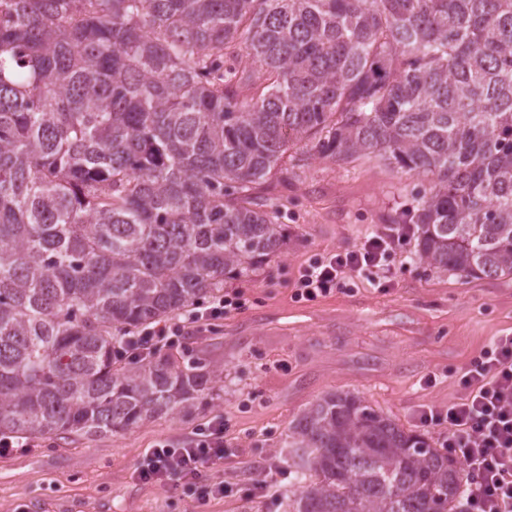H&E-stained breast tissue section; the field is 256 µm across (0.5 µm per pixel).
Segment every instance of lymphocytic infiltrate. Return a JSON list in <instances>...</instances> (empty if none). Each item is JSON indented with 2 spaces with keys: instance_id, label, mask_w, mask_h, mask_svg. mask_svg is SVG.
<instances>
[{
  "instance_id": "f902f5d3",
  "label": "lymphocytic infiltrate",
  "mask_w": 512,
  "mask_h": 512,
  "mask_svg": "<svg viewBox=\"0 0 512 512\" xmlns=\"http://www.w3.org/2000/svg\"><path fill=\"white\" fill-rule=\"evenodd\" d=\"M403 225L376 233L354 249L311 260L299 271L295 296L313 301L346 287L359 277L387 280L385 266L396 244L409 237ZM243 304L240 291L214 297L205 310H189L183 321L165 324L139 339L123 343L129 355H143L163 348L186 326L217 319ZM467 395L449 405L443 418L448 423L449 451L463 463L464 512H512V336H502L475 359L462 377ZM224 422L213 418L195 436L179 444L159 442L145 453L136 476L146 483L165 484L177 479L206 483L209 493L223 486L209 480V473L223 464Z\"/></svg>"
}]
</instances>
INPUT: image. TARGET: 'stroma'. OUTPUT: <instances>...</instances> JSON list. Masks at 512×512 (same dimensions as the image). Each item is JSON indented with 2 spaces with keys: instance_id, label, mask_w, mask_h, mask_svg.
Segmentation results:
<instances>
[{
  "instance_id": "1",
  "label": "stroma",
  "mask_w": 512,
  "mask_h": 512,
  "mask_svg": "<svg viewBox=\"0 0 512 512\" xmlns=\"http://www.w3.org/2000/svg\"><path fill=\"white\" fill-rule=\"evenodd\" d=\"M297 176L271 184L279 199L284 245L238 280L243 310L201 322L167 353L222 369L188 416L145 422L118 433L33 439L0 455V512H283L294 487L288 475V429L318 398L351 392L407 430L443 444L446 411L465 394L471 361L512 336V277L439 274L413 244L390 258L391 282L364 279L314 301L295 299L300 267L358 246L393 222L421 181L377 159L337 165L295 148ZM224 421L227 454L210 479L226 492L204 498L200 485L177 490L139 481L148 448L190 436L214 417Z\"/></svg>"
}]
</instances>
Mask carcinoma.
Masks as SVG:
<instances>
[{
    "label": "carcinoma",
    "mask_w": 512,
    "mask_h": 512,
    "mask_svg": "<svg viewBox=\"0 0 512 512\" xmlns=\"http://www.w3.org/2000/svg\"><path fill=\"white\" fill-rule=\"evenodd\" d=\"M425 177L439 273L512 275V0H8L0 434L179 415L218 376L119 345L278 253L288 151ZM284 512H462L448 449L350 393L288 434Z\"/></svg>",
    "instance_id": "carcinoma-1"
}]
</instances>
